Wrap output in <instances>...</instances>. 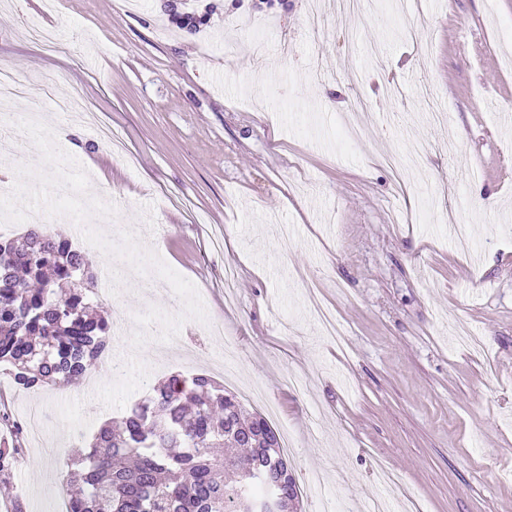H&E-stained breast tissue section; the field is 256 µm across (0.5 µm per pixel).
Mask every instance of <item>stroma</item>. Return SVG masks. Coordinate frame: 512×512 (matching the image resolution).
<instances>
[{
  "instance_id": "1",
  "label": "stroma",
  "mask_w": 512,
  "mask_h": 512,
  "mask_svg": "<svg viewBox=\"0 0 512 512\" xmlns=\"http://www.w3.org/2000/svg\"><path fill=\"white\" fill-rule=\"evenodd\" d=\"M140 2L0 0V66L26 90L11 110L43 104L91 194L116 206L113 233L132 230L193 282L224 333L190 319L164 345L158 324L135 322L149 307L140 290L104 300V382L8 396L15 418L33 402L41 415L42 442L23 439L13 476L26 512H61L91 435L168 377L200 372L248 408L274 402L273 427L298 434L299 483L325 477L303 512L381 495L391 512L407 498L418 512H512V120L499 118L512 113V0H424L423 52L400 37L404 0H376L363 19L321 0L319 33L309 0H212L197 33L175 27L172 0ZM252 22L292 55H225ZM26 25L54 30L66 52L23 38ZM422 84L435 102L417 97ZM55 96L80 98L135 164L81 113L53 112ZM417 143L428 176L397 190L378 157ZM447 209L470 224L471 254L450 244ZM380 464L398 490L373 481Z\"/></svg>"
}]
</instances>
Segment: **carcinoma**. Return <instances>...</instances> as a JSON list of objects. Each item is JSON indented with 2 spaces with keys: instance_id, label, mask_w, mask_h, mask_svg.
Instances as JSON below:
<instances>
[{
  "instance_id": "obj_1",
  "label": "carcinoma",
  "mask_w": 512,
  "mask_h": 512,
  "mask_svg": "<svg viewBox=\"0 0 512 512\" xmlns=\"http://www.w3.org/2000/svg\"><path fill=\"white\" fill-rule=\"evenodd\" d=\"M197 31L205 18L174 15ZM89 259L64 236L36 227L0 236V364L30 389L78 380L108 347L107 318L90 316ZM0 485L11 482L23 429L0 410ZM83 492L68 512H274L256 496L272 487L298 512L300 491L280 436L261 413L205 375H172L143 403L103 424L78 454Z\"/></svg>"
}]
</instances>
